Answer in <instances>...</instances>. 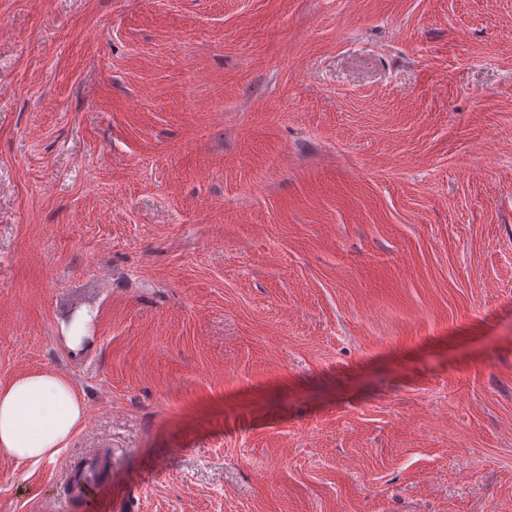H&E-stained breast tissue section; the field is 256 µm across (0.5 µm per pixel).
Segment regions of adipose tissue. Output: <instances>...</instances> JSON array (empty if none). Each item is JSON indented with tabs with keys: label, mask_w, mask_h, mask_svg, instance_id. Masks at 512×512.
<instances>
[{
	"label": "adipose tissue",
	"mask_w": 512,
	"mask_h": 512,
	"mask_svg": "<svg viewBox=\"0 0 512 512\" xmlns=\"http://www.w3.org/2000/svg\"><path fill=\"white\" fill-rule=\"evenodd\" d=\"M71 381L33 372L0 383V456L19 464L55 461L85 419Z\"/></svg>",
	"instance_id": "ef3b65f1"
}]
</instances>
